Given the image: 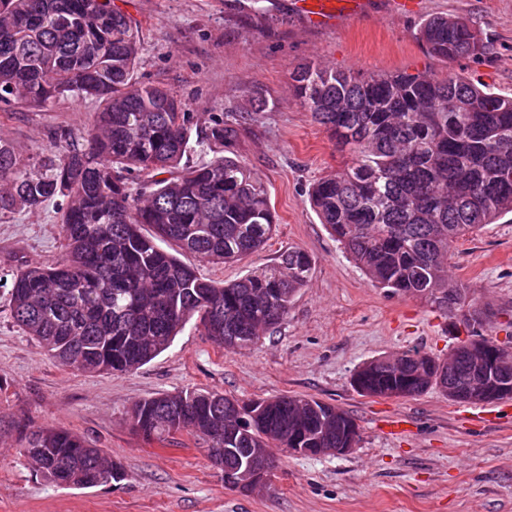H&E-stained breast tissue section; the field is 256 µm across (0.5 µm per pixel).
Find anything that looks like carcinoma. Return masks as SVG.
<instances>
[{
    "label": "carcinoma",
    "mask_w": 512,
    "mask_h": 512,
    "mask_svg": "<svg viewBox=\"0 0 512 512\" xmlns=\"http://www.w3.org/2000/svg\"><path fill=\"white\" fill-rule=\"evenodd\" d=\"M419 40L453 61L486 51L468 21L425 19ZM140 25L115 0H0V103L43 107L92 99L96 120L61 131L32 156L0 141V220L61 199L64 248L13 278L11 315L44 352L85 373H126L168 349L192 318L227 350L255 345L285 315L308 280L312 259L291 248L277 263L229 284L200 276L156 244L233 262L260 248L275 223L264 184L219 155L236 129L216 121L187 161L185 103L137 77ZM293 95L336 140L347 160L317 181L309 203L377 288L464 311L471 338L486 347L492 313L467 284L448 279L452 243L512 213V97L462 76L371 74L304 64ZM147 224L155 235L146 236ZM496 378L512 384V351ZM473 373L418 350L362 366L357 390L412 397L435 388L466 401ZM191 390L136 403L132 429L148 441L199 438L236 467L247 448H345L354 420L315 399L225 398ZM23 456L57 486L92 488L125 473L80 437L50 427L25 434Z\"/></svg>",
    "instance_id": "obj_1"
}]
</instances>
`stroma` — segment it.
Listing matches in <instances>:
<instances>
[{"mask_svg":"<svg viewBox=\"0 0 512 512\" xmlns=\"http://www.w3.org/2000/svg\"><path fill=\"white\" fill-rule=\"evenodd\" d=\"M142 30L139 75L187 104L193 139L213 120L234 126L232 157L266 186L276 214L267 244L234 263L183 254L207 279L230 283L305 250L313 269L284 320L248 350L228 351L187 323L171 346L138 370L89 374L60 366L14 321V273L62 251L55 204L0 222V512H512V398L459 403L430 390L408 398L362 395L364 363L419 350L444 359L469 334L460 319L367 280L308 203L312 185L342 156L295 100L291 77L312 62L363 75L448 73L512 96V0H414L403 12L375 0L370 12L326 30L310 28L291 0H118ZM432 15L468 20L488 45L476 58L443 62L417 37ZM90 100L0 109V140L36 154L60 129L95 119ZM453 279L494 317L487 333L512 347V214L459 239ZM208 390L237 399L314 398L350 415L359 440L348 453L303 456L274 449L261 491L225 485L189 436L168 445L131 430L132 406L159 393ZM53 426L99 448L126 478L89 489L49 484L22 455L23 436Z\"/></svg>","mask_w":512,"mask_h":512,"instance_id":"35a3bbf8","label":"stroma"}]
</instances>
